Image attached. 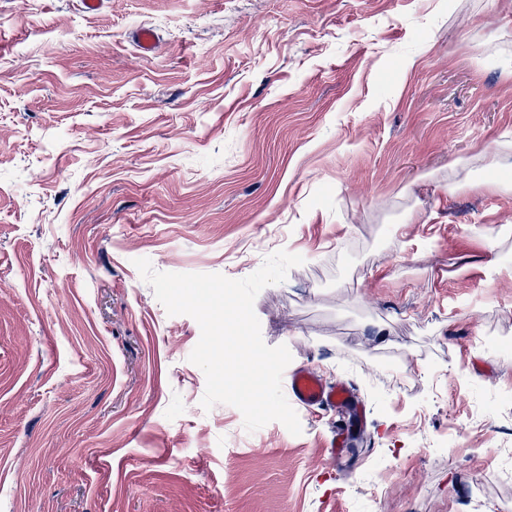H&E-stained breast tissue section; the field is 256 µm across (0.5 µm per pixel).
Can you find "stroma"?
<instances>
[{
	"instance_id": "1",
	"label": "stroma",
	"mask_w": 512,
	"mask_h": 512,
	"mask_svg": "<svg viewBox=\"0 0 512 512\" xmlns=\"http://www.w3.org/2000/svg\"><path fill=\"white\" fill-rule=\"evenodd\" d=\"M506 155L512 0H0V512H512ZM279 250L263 341L366 408L336 467L332 411L204 410L133 264Z\"/></svg>"
}]
</instances>
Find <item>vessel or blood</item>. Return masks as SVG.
Returning <instances> with one entry per match:
<instances>
[{
  "instance_id": "b4317fda",
  "label": "vessel or blood",
  "mask_w": 512,
  "mask_h": 512,
  "mask_svg": "<svg viewBox=\"0 0 512 512\" xmlns=\"http://www.w3.org/2000/svg\"><path fill=\"white\" fill-rule=\"evenodd\" d=\"M288 396L292 403L308 409L328 408L347 411L356 415L358 397L345 382H326L308 367L292 371L288 377Z\"/></svg>"
}]
</instances>
